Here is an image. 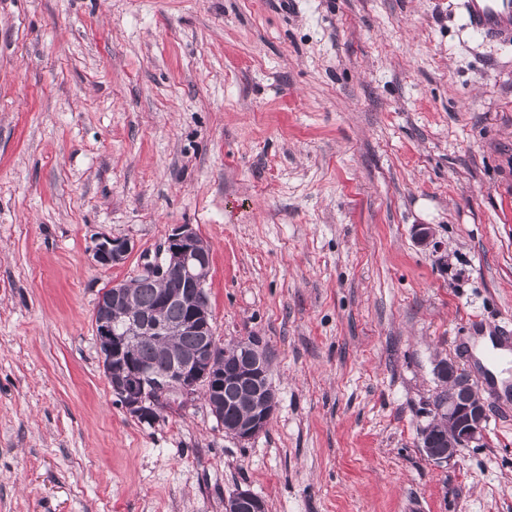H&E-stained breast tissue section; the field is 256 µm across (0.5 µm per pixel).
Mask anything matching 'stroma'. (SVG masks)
I'll return each instance as SVG.
<instances>
[{"instance_id": "stroma-1", "label": "stroma", "mask_w": 512, "mask_h": 512, "mask_svg": "<svg viewBox=\"0 0 512 512\" xmlns=\"http://www.w3.org/2000/svg\"><path fill=\"white\" fill-rule=\"evenodd\" d=\"M460 2L0 0V512H512V397L421 447L438 360L481 383L475 337L512 334V44ZM178 224L217 340L269 349L247 443L103 371L101 293ZM131 251L129 240L102 235L93 248V260L103 267L117 266L126 261Z\"/></svg>"}]
</instances>
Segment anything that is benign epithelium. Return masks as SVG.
Masks as SVG:
<instances>
[{
	"instance_id": "benign-epithelium-1",
	"label": "benign epithelium",
	"mask_w": 512,
	"mask_h": 512,
	"mask_svg": "<svg viewBox=\"0 0 512 512\" xmlns=\"http://www.w3.org/2000/svg\"><path fill=\"white\" fill-rule=\"evenodd\" d=\"M131 251L129 240L102 235L93 248V260L103 267L117 266L126 261ZM143 274L152 278L176 275L180 288L176 293H162L152 309L144 310L133 289L117 282L103 291L94 310L96 333L104 343L103 368L112 381V394L121 400L126 413L153 423L171 399L177 398L188 407L201 393L213 415L222 419L224 388L247 381L252 389L241 399L245 413L228 433L240 442H249L265 432L276 408L267 385L268 348L260 337L248 336L236 343L245 357L242 366L226 372L216 365L223 346L216 341L211 310L200 305L211 275V253L192 225L175 226L161 256L146 264ZM173 301L180 302L186 311L185 320L177 326L164 319L165 309ZM183 331L199 336L200 343L190 353L170 351L167 370L157 372L136 358L135 347L142 338H171ZM436 373L443 398L437 417L448 420V449L442 455L433 448L424 452L434 463L447 464L460 449L483 444L488 412L469 376L455 364L441 360L436 364ZM232 500L236 503L235 512H265L264 500L251 491L240 490Z\"/></svg>"
}]
</instances>
